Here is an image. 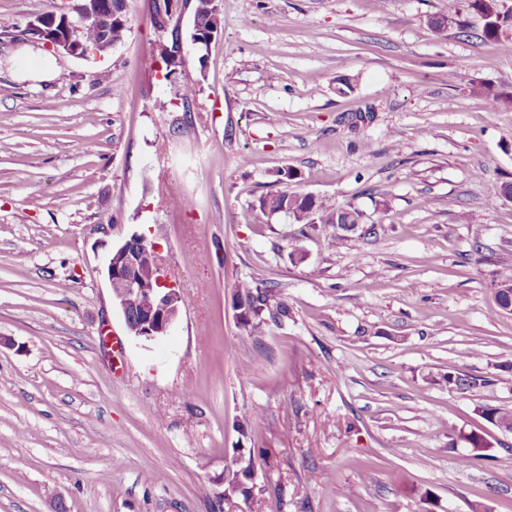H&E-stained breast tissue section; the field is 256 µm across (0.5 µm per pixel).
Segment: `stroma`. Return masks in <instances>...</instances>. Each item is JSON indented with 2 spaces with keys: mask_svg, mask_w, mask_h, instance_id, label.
<instances>
[{
  "mask_svg": "<svg viewBox=\"0 0 512 512\" xmlns=\"http://www.w3.org/2000/svg\"><path fill=\"white\" fill-rule=\"evenodd\" d=\"M447 4L221 0L206 56L166 80L149 0L92 62L28 32L64 0H0V512H212L239 446L269 457L252 512H512V433L481 415L512 408L491 288L512 108L471 90L512 92V46L468 0L470 36L433 33ZM285 190L377 231L329 247L332 226L260 211ZM135 231L189 299L153 342L104 273ZM242 281L288 320L240 329ZM452 365L489 387L450 388ZM471 431L490 456L465 465Z\"/></svg>",
  "mask_w": 512,
  "mask_h": 512,
  "instance_id": "stroma-1",
  "label": "stroma"
}]
</instances>
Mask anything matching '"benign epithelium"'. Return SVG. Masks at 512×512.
<instances>
[{
  "label": "benign epithelium",
  "mask_w": 512,
  "mask_h": 512,
  "mask_svg": "<svg viewBox=\"0 0 512 512\" xmlns=\"http://www.w3.org/2000/svg\"><path fill=\"white\" fill-rule=\"evenodd\" d=\"M70 2L68 9L52 16L53 21L60 22V29L53 36H48L43 26L44 19L35 17L29 22L30 33L58 53L83 59L103 57L114 45L102 42L91 50L74 40V32L108 21L99 0ZM220 33L219 24L207 38L194 31L190 37V48L196 51L206 49ZM188 49L181 39L171 46L159 45V52L179 60L185 57ZM105 269L112 300L121 310L128 335L142 341H155L167 336L185 308V294L172 286L164 275L155 244L144 235L132 232L112 247ZM134 296L141 299V305L132 312L129 300ZM228 471L244 473L250 482L256 477V469L248 467V460L238 452Z\"/></svg>",
  "instance_id": "obj_1"
}]
</instances>
